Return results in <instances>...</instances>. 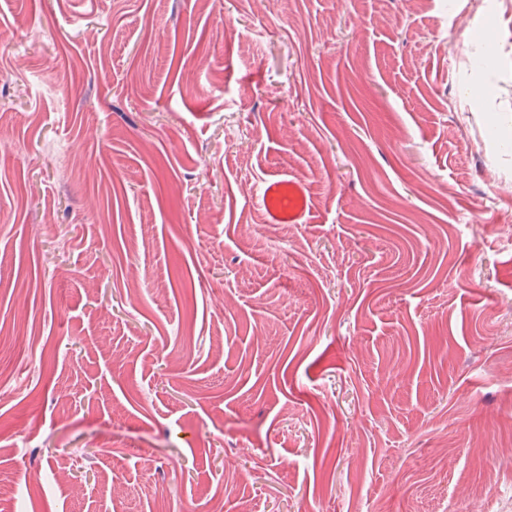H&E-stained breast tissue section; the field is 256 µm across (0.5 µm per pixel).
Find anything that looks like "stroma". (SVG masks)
Returning <instances> with one entry per match:
<instances>
[{
  "mask_svg": "<svg viewBox=\"0 0 512 512\" xmlns=\"http://www.w3.org/2000/svg\"><path fill=\"white\" fill-rule=\"evenodd\" d=\"M463 6L0 0V512H512V0ZM259 203L273 225L295 223L308 208L301 182L286 177L266 181L259 195Z\"/></svg>",
  "mask_w": 512,
  "mask_h": 512,
  "instance_id": "stroma-1",
  "label": "stroma"
}]
</instances>
